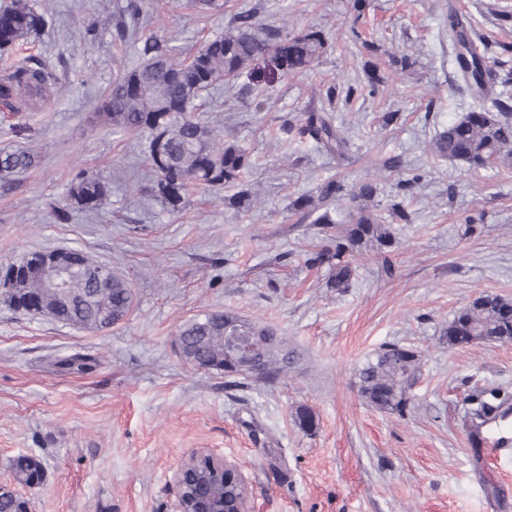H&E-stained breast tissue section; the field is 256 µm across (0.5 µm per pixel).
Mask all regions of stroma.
<instances>
[{"label":"stroma","instance_id":"1","mask_svg":"<svg viewBox=\"0 0 512 512\" xmlns=\"http://www.w3.org/2000/svg\"><path fill=\"white\" fill-rule=\"evenodd\" d=\"M34 2L48 24L0 52V74L36 54L57 93L15 112L0 106V147L40 153L12 185L0 183V265L78 249L124 275L133 304L123 321L92 332L0 302V484L28 456L44 472L39 487L21 490L35 512H175L176 473L204 452L239 469L248 512H484V483L512 484V467L475 472L464 421L481 403L512 399V341L452 348L444 331L480 293L512 299V168L460 167L431 158L429 144L472 107L448 45L450 9L504 75L512 0H368L360 14L354 0H224L208 13L189 0H144L140 38L186 57L244 11L285 33L319 29L330 42L308 70L267 77L258 92L240 79L204 93L198 117L250 154L246 180L258 200L242 212L223 193L198 190L177 213L144 188L146 135L89 120L139 63L138 40L116 35L125 0ZM93 22L95 38L83 40ZM402 56L412 67L396 66ZM322 109L350 139L344 158L279 147L281 125ZM393 157L401 169L385 170ZM81 169L110 182V203L57 222ZM415 173L412 221L391 225L389 257L366 251L349 288H327V267L307 263L325 236L298 223L293 201L330 178L353 186L376 174L382 212ZM224 310L285 336L288 374L232 383L185 362L181 325ZM388 343L423 355L401 416L367 405L356 384L357 367ZM301 407L312 429L296 423Z\"/></svg>","mask_w":512,"mask_h":512}]
</instances>
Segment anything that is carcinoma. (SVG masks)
Masks as SVG:
<instances>
[{
  "instance_id": "cac0c4a2",
  "label": "carcinoma",
  "mask_w": 512,
  "mask_h": 512,
  "mask_svg": "<svg viewBox=\"0 0 512 512\" xmlns=\"http://www.w3.org/2000/svg\"><path fill=\"white\" fill-rule=\"evenodd\" d=\"M124 12L129 22L117 28L122 40L136 34L143 18V0H126ZM45 25V15L35 9L32 0H0L1 51L30 43ZM448 42L475 105L435 136L431 156L470 169L492 163L512 166V117L508 104L493 96L488 84V57L470 41L464 24L453 14L448 15ZM327 47L323 33L317 29L284 34L278 28L258 26L254 16L246 12L237 14L224 34L205 41L185 60L149 36L141 41L142 62L112 82L94 119L114 131L148 134L147 189L169 211H179L194 189L235 188L237 192L228 197L230 203L249 208L253 192L243 178L251 168L250 155L235 143L218 140L215 130L194 115L198 101L211 87L235 81L260 60L271 62L284 75H294L309 68ZM55 88V78L46 62L30 55L0 79V104L13 107V100L22 92L45 101ZM299 134L338 157L348 149L347 138L327 112L304 113ZM36 163L37 154L29 147L0 149V177L23 174ZM419 180L414 175L398 183L401 195L387 204L385 216L368 205L379 191L373 179L350 189L336 179H327L315 192L292 203L299 220L325 230L329 245L313 253L308 262L328 267L327 287L338 291L350 287L356 274V256L367 249L392 246L388 225L409 223L405 199ZM111 194L109 181L81 169L70 184L68 201L95 214L109 204ZM54 255L53 251L30 253L1 269L0 297L17 311L32 303L36 315L90 331L104 330L112 321L126 316L133 303L128 280L106 267L105 277L97 279L84 265L85 253L80 250H69L73 272L64 292L45 287ZM445 335L450 347L512 341V300L479 294L457 311ZM230 336L262 339L259 372H249L230 360ZM177 338L186 362L222 370L226 376L255 377L271 383L288 371V340L275 329L232 311L191 320L179 329ZM421 368L422 358L417 351L386 344L358 370V391L369 406L402 415ZM42 477V465L32 457H19L13 464V480L18 486L32 488ZM0 512H28V500L11 488L0 492Z\"/></svg>"
}]
</instances>
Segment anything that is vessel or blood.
I'll use <instances>...</instances> for the list:
<instances>
[{
	"mask_svg": "<svg viewBox=\"0 0 512 512\" xmlns=\"http://www.w3.org/2000/svg\"><path fill=\"white\" fill-rule=\"evenodd\" d=\"M512 418V401H503L488 409L479 419L469 420L466 427V448L472 462L512 464V437L507 436V421Z\"/></svg>",
	"mask_w": 512,
	"mask_h": 512,
	"instance_id": "1",
	"label": "vessel or blood"
}]
</instances>
